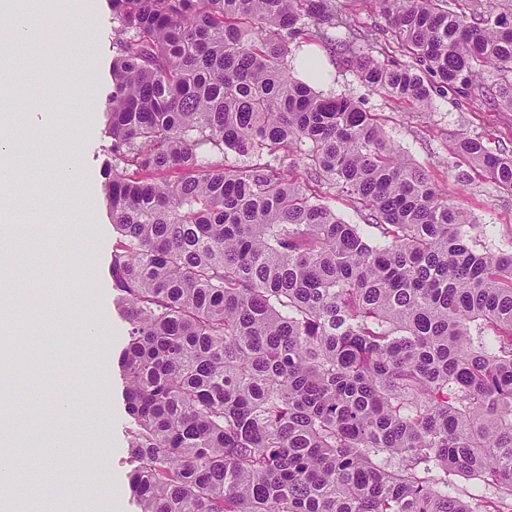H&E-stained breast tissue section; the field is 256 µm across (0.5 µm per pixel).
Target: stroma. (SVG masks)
<instances>
[{"label": "stroma", "instance_id": "1", "mask_svg": "<svg viewBox=\"0 0 512 512\" xmlns=\"http://www.w3.org/2000/svg\"><path fill=\"white\" fill-rule=\"evenodd\" d=\"M82 2L85 9L76 19L64 10L26 18L37 43L47 47L42 59L47 85L19 86L18 110L27 116L30 101L49 89L52 123L43 126L27 116L30 139L45 149L23 153L12 189L23 205H38L76 259L61 263L55 244L33 233L26 257L53 268L51 283L26 288L18 264H0V285L15 289L18 303H37L51 314L48 321L23 326L22 335L39 337L40 342L28 353L31 370L14 372V388L0 396V410L12 414L18 436L37 446L41 439L31 430L30 413L50 412L55 400L68 399L71 454L57 479L68 487L73 512H137L128 483L133 467L126 434L130 417L118 365L128 325L116 305L110 271L115 239L103 194V163L110 144L103 102L112 89L115 31L109 0ZM336 8L351 24L371 33L375 48L385 47L388 23L373 0H336ZM321 56L332 74L322 93L352 98L377 114L396 151L421 166L449 202L461 205L473 223L485 228V235L475 240L477 248L512 252V195L500 192L474 169L468 181H458L460 168L453 154L459 136L487 134L493 152L512 155V112L488 106L477 91L468 97H435L431 108L420 112L362 83L344 56L326 50ZM51 161L60 167L79 166L82 192L59 182L48 194L30 193V185L40 182ZM82 254L93 255V265L79 262ZM93 358L102 374L97 387L89 388L75 373ZM96 466L109 472L102 490L80 480Z\"/></svg>", "mask_w": 512, "mask_h": 512}]
</instances>
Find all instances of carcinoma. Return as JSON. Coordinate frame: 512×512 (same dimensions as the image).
Here are the masks:
<instances>
[{
    "instance_id": "cac0c4a2",
    "label": "carcinoma",
    "mask_w": 512,
    "mask_h": 512,
    "mask_svg": "<svg viewBox=\"0 0 512 512\" xmlns=\"http://www.w3.org/2000/svg\"><path fill=\"white\" fill-rule=\"evenodd\" d=\"M111 2L104 195L139 512H483L448 494L460 475L512 512V253L470 245L376 116L288 61L298 39L351 53L421 111L489 64L485 96L512 111V8L375 0L417 72L361 29L336 41V0ZM454 155L512 192L482 137ZM338 193L372 223L338 217ZM20 321L0 334L16 363Z\"/></svg>"
}]
</instances>
